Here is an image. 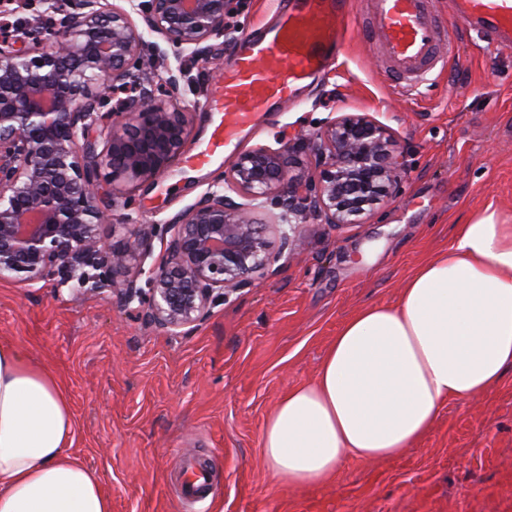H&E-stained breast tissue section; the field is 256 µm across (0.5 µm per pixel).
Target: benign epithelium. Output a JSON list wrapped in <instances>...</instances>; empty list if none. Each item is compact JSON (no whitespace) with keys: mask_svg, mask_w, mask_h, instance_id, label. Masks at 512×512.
I'll return each instance as SVG.
<instances>
[{"mask_svg":"<svg viewBox=\"0 0 512 512\" xmlns=\"http://www.w3.org/2000/svg\"><path fill=\"white\" fill-rule=\"evenodd\" d=\"M126 2L128 11L66 0L54 26L24 23L27 49L0 38V280L59 275L73 292L109 291L127 306L138 302V318L178 335L300 247L278 221L312 217L339 227L373 215L400 180L404 150L386 126L357 113L309 138L318 176L308 184L286 177V151L244 152L224 175L241 201L208 191L165 221L163 258L146 288L117 280L116 272L139 261L152 232L106 246L101 181L144 182L171 166L186 143V117L177 106L184 70L172 69L168 54L209 57V40L233 42L231 0ZM146 31L162 43L146 41ZM148 64L163 68L157 85L143 78ZM132 88L136 94L116 105L130 122L106 124L101 109ZM93 130L105 140L100 152L89 139ZM270 207L279 210L275 223L261 222L258 214Z\"/></svg>","mask_w":512,"mask_h":512,"instance_id":"7a95c632","label":"benign epithelium"}]
</instances>
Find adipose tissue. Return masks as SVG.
<instances>
[{
  "mask_svg": "<svg viewBox=\"0 0 512 512\" xmlns=\"http://www.w3.org/2000/svg\"><path fill=\"white\" fill-rule=\"evenodd\" d=\"M512 368V221L491 208L460 225L392 305L339 328L314 381L277 404L263 458L296 487L351 460L400 457L441 408L488 392ZM73 415L56 375L0 343V512H112L94 470L70 453Z\"/></svg>",
  "mask_w": 512,
  "mask_h": 512,
  "instance_id": "1",
  "label": "adipose tissue"
}]
</instances>
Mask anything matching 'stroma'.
Instances as JSON below:
<instances>
[{"instance_id": "1", "label": "stroma", "mask_w": 512, "mask_h": 512, "mask_svg": "<svg viewBox=\"0 0 512 512\" xmlns=\"http://www.w3.org/2000/svg\"><path fill=\"white\" fill-rule=\"evenodd\" d=\"M340 64L212 164L178 157L156 179L120 185L112 227L141 233L193 205L238 156L281 149L328 121L368 113L403 146L399 185L374 215L339 228L295 227L300 250L253 286L215 304L188 334L143 323L109 292L73 295L56 281L0 280V342L51 366L71 402V454L94 470L112 512H512V372L487 393L446 404L400 458L349 462L313 489L265 464L262 427L288 390L313 380L342 323L395 303L418 266L447 251L458 224L493 207L512 216V48L466 50L413 100L392 93L375 43L350 0ZM187 148L205 143L207 99L222 72L183 54ZM209 463L203 501L182 495L183 460Z\"/></svg>"}]
</instances>
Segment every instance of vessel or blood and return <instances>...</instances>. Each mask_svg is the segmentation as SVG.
<instances>
[{"mask_svg":"<svg viewBox=\"0 0 512 512\" xmlns=\"http://www.w3.org/2000/svg\"><path fill=\"white\" fill-rule=\"evenodd\" d=\"M347 0H282L277 25L241 37L233 64L212 91L208 110L219 114L205 146L188 163H213L267 113L294 102L337 63L346 41ZM476 33L485 50L512 46V0H452L441 17L437 0H371L364 38L376 41L387 60L394 92L415 96L431 87L463 46L455 33Z\"/></svg>","mask_w":512,"mask_h":512,"instance_id":"obj_1","label":"vessel or blood"}]
</instances>
